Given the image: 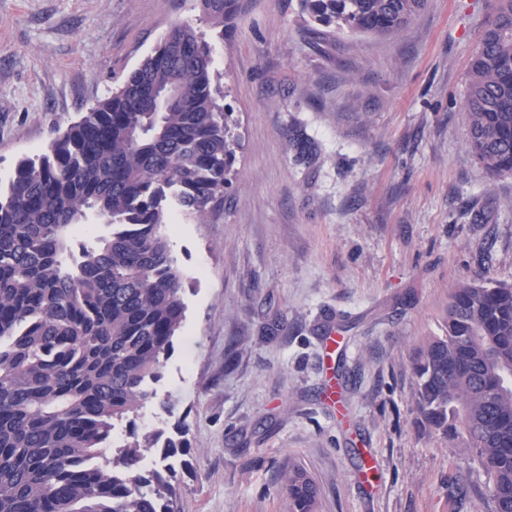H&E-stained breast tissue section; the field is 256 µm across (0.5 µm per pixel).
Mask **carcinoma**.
<instances>
[{
    "mask_svg": "<svg viewBox=\"0 0 512 512\" xmlns=\"http://www.w3.org/2000/svg\"><path fill=\"white\" fill-rule=\"evenodd\" d=\"M429 0H299L311 20L379 38ZM224 26L236 0H199ZM212 49L188 23L163 40L47 149L0 185V512H178L176 471H145L153 448L135 417L185 318L184 279L165 228L174 208L203 222L224 202L234 154ZM467 145L493 176L512 174V0H493L468 68ZM175 92L169 105L159 93ZM96 220L106 233L75 240ZM425 428L465 440L490 478L491 512H512V284L460 283L447 334L412 360ZM127 439L113 441L117 426ZM290 512H314L305 469L281 474Z\"/></svg>",
    "mask_w": 512,
    "mask_h": 512,
    "instance_id": "carcinoma-1",
    "label": "carcinoma"
}]
</instances>
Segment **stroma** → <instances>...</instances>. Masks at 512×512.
I'll return each mask as SVG.
<instances>
[{
	"instance_id": "obj_1",
	"label": "stroma",
	"mask_w": 512,
	"mask_h": 512,
	"mask_svg": "<svg viewBox=\"0 0 512 512\" xmlns=\"http://www.w3.org/2000/svg\"><path fill=\"white\" fill-rule=\"evenodd\" d=\"M491 0H430L396 36L322 34L299 0H0V180L115 91L177 22L213 51L232 117L218 216L167 232L186 317L138 432L185 418L179 512H489L462 440L424 429L411 360L460 282L512 283V175L466 145L468 60ZM340 325L343 407L323 400ZM206 19L215 28L224 29V20L230 18L236 9V0H198ZM282 490L288 498L289 511L314 512L316 491L305 469L300 466L288 467L281 474Z\"/></svg>"
}]
</instances>
